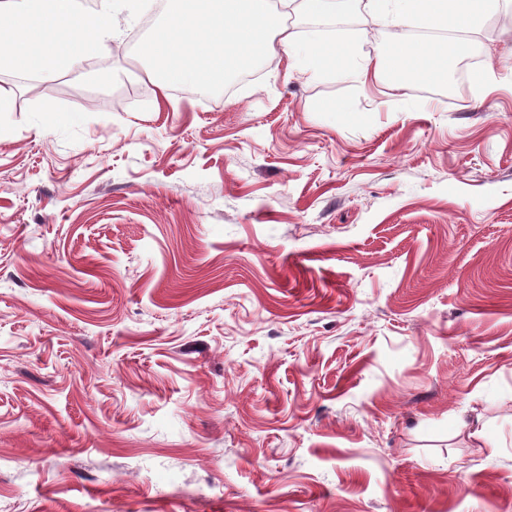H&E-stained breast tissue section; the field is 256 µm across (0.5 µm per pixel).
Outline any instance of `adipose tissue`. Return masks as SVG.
I'll return each mask as SVG.
<instances>
[{
  "mask_svg": "<svg viewBox=\"0 0 512 512\" xmlns=\"http://www.w3.org/2000/svg\"><path fill=\"white\" fill-rule=\"evenodd\" d=\"M335 7L336 0H164L163 21L141 51L150 63L146 75L163 93L172 82L201 88L223 83L293 47L291 14L300 10L321 17ZM366 7L371 17L394 25L412 19L430 29L475 33L484 19L504 9L505 0H367ZM113 38L109 5L88 12L81 0H0V69L52 75L101 53ZM353 52L340 41L302 47L306 66L315 73L346 66ZM453 52L437 42L401 40L377 54L372 74L402 83L439 80Z\"/></svg>",
  "mask_w": 512,
  "mask_h": 512,
  "instance_id": "obj_1",
  "label": "adipose tissue"
}]
</instances>
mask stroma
I'll list each match as a JSON object with an SVG mask.
<instances>
[{"instance_id": "stroma-1", "label": "stroma", "mask_w": 512, "mask_h": 512, "mask_svg": "<svg viewBox=\"0 0 512 512\" xmlns=\"http://www.w3.org/2000/svg\"><path fill=\"white\" fill-rule=\"evenodd\" d=\"M364 4L320 76L160 92L158 0L0 71V512H512V20L401 86Z\"/></svg>"}]
</instances>
